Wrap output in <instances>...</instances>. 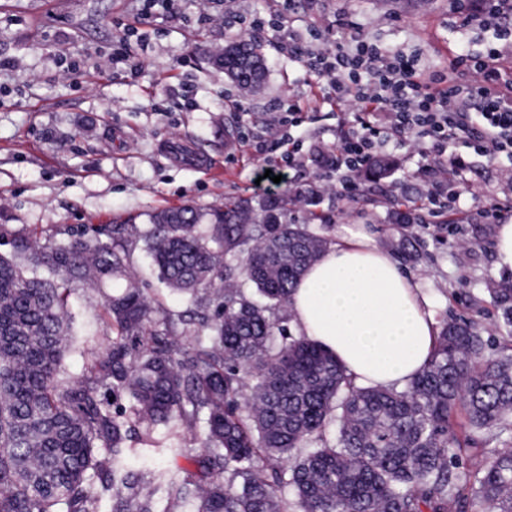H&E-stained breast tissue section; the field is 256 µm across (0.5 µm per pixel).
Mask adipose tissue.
Instances as JSON below:
<instances>
[{"mask_svg": "<svg viewBox=\"0 0 512 512\" xmlns=\"http://www.w3.org/2000/svg\"><path fill=\"white\" fill-rule=\"evenodd\" d=\"M288 306L297 334L333 353L362 385L405 383L433 351L427 298L360 226L337 230Z\"/></svg>", "mask_w": 512, "mask_h": 512, "instance_id": "1", "label": "adipose tissue"}]
</instances>
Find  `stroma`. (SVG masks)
Returning <instances> with one entry per match:
<instances>
[{
	"instance_id": "1",
	"label": "stroma",
	"mask_w": 512,
	"mask_h": 512,
	"mask_svg": "<svg viewBox=\"0 0 512 512\" xmlns=\"http://www.w3.org/2000/svg\"><path fill=\"white\" fill-rule=\"evenodd\" d=\"M145 0H0V231L39 235L82 224H117L133 214L192 205L206 209L225 196L262 199L312 182L316 150H332L340 135L336 115L316 104L315 82L279 42L275 23L290 17L299 29L336 35L346 15L383 48L416 56L428 74H444L461 45L481 55L495 45L493 31L460 29L451 0H214L227 24L200 21L197 0H170L144 15ZM262 20L266 75L243 91L210 58L241 38L243 24ZM127 37L129 65L103 74L99 58ZM312 104L311 124L294 129L303 143L301 165L280 183L257 182L261 163L242 150L243 138L265 140V155L279 158L276 138L248 124L287 100ZM244 101L246 112L234 109ZM454 153L474 177L512 201V162H488L464 144ZM388 178L362 180L363 200L339 201L321 193L317 206L290 205L288 223L308 225L332 240L343 224L370 228L402 271L419 284L436 323L473 322L494 353L498 320L489 288L512 279L496 267V227L399 224V202L422 201L432 180L420 157L391 143ZM101 296L75 288L70 310L76 334L66 360L70 375L87 372L91 349L105 344Z\"/></svg>"
}]
</instances>
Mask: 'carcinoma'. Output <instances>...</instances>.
<instances>
[{
	"label": "carcinoma",
	"mask_w": 512,
	"mask_h": 512,
	"mask_svg": "<svg viewBox=\"0 0 512 512\" xmlns=\"http://www.w3.org/2000/svg\"><path fill=\"white\" fill-rule=\"evenodd\" d=\"M261 47L224 49L249 76ZM290 193L228 196L206 211L148 223L84 225L60 241L16 234L0 252V512H450L472 496L512 512V450L460 469L493 427L512 430V281L491 289L499 354L473 325L451 321L403 387H357L333 354L287 334L278 316L326 242L283 224ZM171 291L175 312L132 275L131 246ZM262 298L239 288L228 260ZM104 294L109 338L88 374L63 370L71 288ZM254 379L246 388L244 379ZM128 404H123V401ZM467 432L459 436L456 405ZM204 453L193 470L130 467L162 433Z\"/></svg>",
	"instance_id": "obj_1"
}]
</instances>
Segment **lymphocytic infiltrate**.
I'll list each match as a JSON object with an SVG mask.
<instances>
[{"instance_id":"lymphocytic-infiltrate-1","label":"lymphocytic infiltrate","mask_w":512,"mask_h":512,"mask_svg":"<svg viewBox=\"0 0 512 512\" xmlns=\"http://www.w3.org/2000/svg\"><path fill=\"white\" fill-rule=\"evenodd\" d=\"M462 28L494 27L499 45L486 54L461 53L445 76H426L417 61L367 43L349 22L338 23L332 41L316 44L317 32L288 27L282 42L315 78L322 102L335 110L343 129L326 163L336 173V195L352 198L357 175L369 168L389 142L425 143L428 169L445 162L449 148L464 143L494 162L512 160V82L501 80L500 62L512 53V0H455ZM390 114L378 127L377 113ZM309 117L295 103L267 113L262 123L280 134L277 167H295L299 144L292 129Z\"/></svg>"}]
</instances>
